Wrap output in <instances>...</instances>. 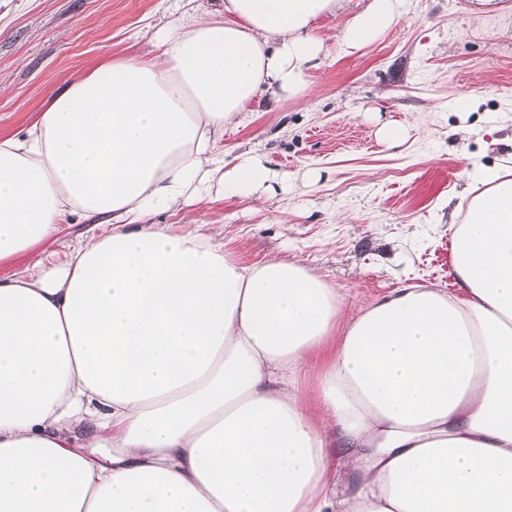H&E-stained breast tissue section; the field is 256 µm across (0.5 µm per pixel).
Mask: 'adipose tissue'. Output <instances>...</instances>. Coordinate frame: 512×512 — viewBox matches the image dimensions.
I'll use <instances>...</instances> for the list:
<instances>
[{
	"instance_id": "1",
	"label": "adipose tissue",
	"mask_w": 512,
	"mask_h": 512,
	"mask_svg": "<svg viewBox=\"0 0 512 512\" xmlns=\"http://www.w3.org/2000/svg\"><path fill=\"white\" fill-rule=\"evenodd\" d=\"M348 0H224L50 89L0 135V512H512V178L485 169L451 294L346 305L306 265L147 215L275 178L217 144L262 93L305 100ZM368 0L341 44L394 30ZM101 233L46 266L62 225ZM328 349L318 409L303 383Z\"/></svg>"
}]
</instances>
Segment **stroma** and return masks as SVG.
Masks as SVG:
<instances>
[{
    "label": "stroma",
    "mask_w": 512,
    "mask_h": 512,
    "mask_svg": "<svg viewBox=\"0 0 512 512\" xmlns=\"http://www.w3.org/2000/svg\"><path fill=\"white\" fill-rule=\"evenodd\" d=\"M364 6L349 0L321 20L326 51L307 101L264 95L224 133L225 160L260 155L295 175L293 190L212 192L151 223L222 225L236 260L298 261L356 306L405 286L455 290L449 246L475 176L512 168V0H411L394 31L344 52L341 31ZM188 7L220 14L224 0H0V135L27 128L50 84L119 50L152 53L155 31ZM386 124L407 139L384 142Z\"/></svg>",
    "instance_id": "obj_1"
}]
</instances>
